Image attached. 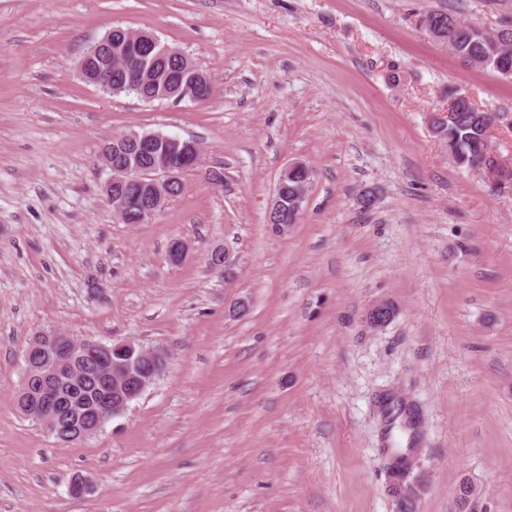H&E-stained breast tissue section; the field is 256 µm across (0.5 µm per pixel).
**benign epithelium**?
I'll use <instances>...</instances> for the list:
<instances>
[{
    "instance_id": "1",
    "label": "benign epithelium",
    "mask_w": 512,
    "mask_h": 512,
    "mask_svg": "<svg viewBox=\"0 0 512 512\" xmlns=\"http://www.w3.org/2000/svg\"><path fill=\"white\" fill-rule=\"evenodd\" d=\"M123 78L112 83V68L104 67L84 77L98 88H136L143 92L152 81L156 65L167 60L185 64L169 97L203 102L212 93L206 74L181 50L162 45L151 32L124 49ZM123 151L104 158L112 172L105 185L108 202L119 201L122 212L132 211L140 224H147L171 199V192L184 187L182 175L201 162L196 147L160 133L119 136ZM285 204L275 189L267 221L278 233L288 231L281 223ZM394 317L388 302L380 300L367 313L370 324L386 326ZM167 351L146 347L133 340L111 344L75 339L61 331L40 333L24 352L25 371L16 397L17 410L40 424L60 443L84 441L98 434L113 417L123 413L165 373ZM97 383L90 408L71 402L68 390L85 379Z\"/></svg>"
}]
</instances>
